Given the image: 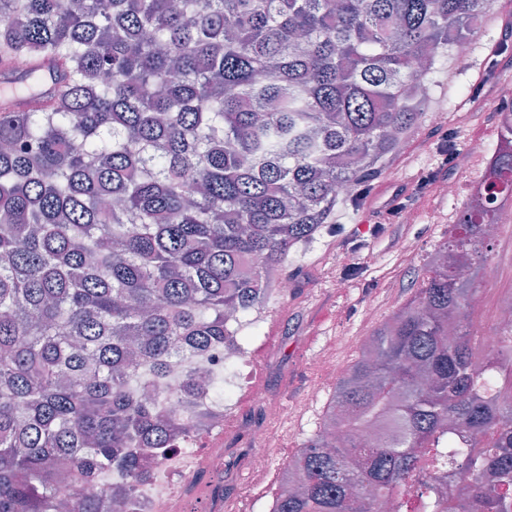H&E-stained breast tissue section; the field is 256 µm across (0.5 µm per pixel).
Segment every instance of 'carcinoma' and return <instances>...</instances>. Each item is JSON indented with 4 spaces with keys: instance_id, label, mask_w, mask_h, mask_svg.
Masks as SVG:
<instances>
[{
    "instance_id": "cac0c4a2",
    "label": "carcinoma",
    "mask_w": 512,
    "mask_h": 512,
    "mask_svg": "<svg viewBox=\"0 0 512 512\" xmlns=\"http://www.w3.org/2000/svg\"><path fill=\"white\" fill-rule=\"evenodd\" d=\"M487 4L0 0V85L30 96H0V512H96L98 477L212 416L206 352L240 346L288 252L376 180ZM500 137L503 181L511 120ZM457 226L270 512H375L455 425L483 442L452 449L474 512H512V336L448 335L490 263L484 225Z\"/></svg>"
}]
</instances>
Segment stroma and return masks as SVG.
Here are the masks:
<instances>
[{
    "mask_svg": "<svg viewBox=\"0 0 512 512\" xmlns=\"http://www.w3.org/2000/svg\"><path fill=\"white\" fill-rule=\"evenodd\" d=\"M503 42L508 43V50L491 56V48ZM507 78L512 79V0H493L469 58L449 62L447 68L435 73L432 90L433 97L439 99L458 87L480 84L487 93L486 106L477 110L462 98L445 113L440 124L421 120L375 182L371 196L352 207L337 205L336 220L344 224L346 234L366 232L369 224L378 221L380 210L394 190L414 188L435 168L437 142L443 133H450L451 146L459 152L448 176L459 181L461 188H468L476 174L469 148L497 139L500 108L496 92ZM460 208V201L440 196L433 202L415 205L414 222L388 226L363 256L359 268L351 272L346 269L348 259L339 237L327 231L289 253L280 276L292 283L293 290L286 297L271 298L254 312L256 333L248 337L247 344L254 350L252 369L256 377L268 385L276 401L293 408L297 416L277 425L278 444L265 451L271 483L256 487L245 473H238L234 481L224 485L225 500L240 501L246 512H269L289 461L317 432L330 401L326 395L314 404L307 401L311 362L333 336L341 337L345 344L342 361L350 364L357 359L363 338L409 301L419 285L424 262L406 254L403 241L431 246L444 241L448 218ZM342 279L347 286L340 291L336 283ZM270 351L281 359L274 371L265 364Z\"/></svg>",
    "mask_w": 512,
    "mask_h": 512,
    "instance_id": "obj_1",
    "label": "stroma"
}]
</instances>
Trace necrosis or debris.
<instances>
[{
  "instance_id": "obj_1",
  "label": "necrosis or debris",
  "mask_w": 512,
  "mask_h": 512,
  "mask_svg": "<svg viewBox=\"0 0 512 512\" xmlns=\"http://www.w3.org/2000/svg\"><path fill=\"white\" fill-rule=\"evenodd\" d=\"M499 150L496 144L471 148L480 160V168L471 182L470 205L489 210L485 222L492 229L489 243L494 259L483 271V278L492 289L483 299L487 315L480 323L470 325L469 330L481 337L482 346L488 351L497 346L504 331L512 332V235L503 232L505 226L512 224V190L491 207L484 195ZM252 359L249 350L236 356L237 374L230 388L235 398L245 399L263 415V423L250 424L229 409L219 410L217 423L181 438L164 455L150 461L134 490H127L124 481L115 477L100 479L92 489L98 512H224L225 433L243 432L270 446L275 442L271 425L288 418L287 408L273 399L267 386L252 379ZM346 370V364L336 359L335 340H328L323 354L310 368L312 400H319ZM467 439V434L456 431L444 434L435 447L421 455L410 487L395 493L389 501L379 502L377 512H436L435 499H463L470 493L471 484L450 480L453 466L448 462V451ZM117 498L123 501L119 511L113 507Z\"/></svg>"
}]
</instances>
